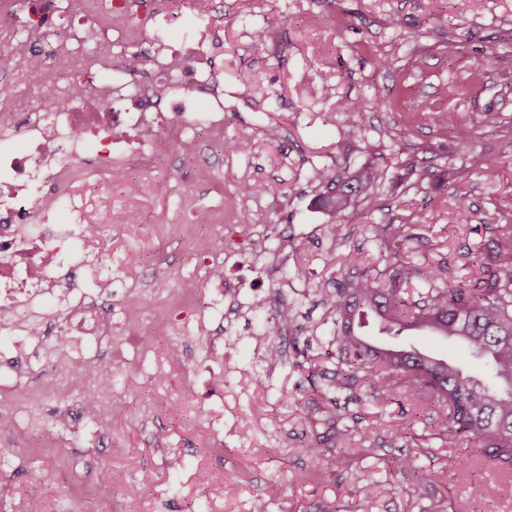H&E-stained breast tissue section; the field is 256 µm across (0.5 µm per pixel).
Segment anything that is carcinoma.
<instances>
[{
	"label": "carcinoma",
	"instance_id": "carcinoma-1",
	"mask_svg": "<svg viewBox=\"0 0 512 512\" xmlns=\"http://www.w3.org/2000/svg\"><path fill=\"white\" fill-rule=\"evenodd\" d=\"M378 171H360L336 185V193L321 197V205L343 218L329 225L339 237L343 225L363 223L377 207ZM379 240L402 236V224H369ZM441 266L419 270L427 291L416 300L404 297L409 273L398 269L389 277L371 281L351 275L336 289L317 288L315 293L333 315L338 362L331 375L321 374L326 389L347 390L358 378L367 381L372 396L394 399L404 393L413 403L411 422L422 420L419 409L434 404V435L453 445L460 438L482 448L496 464L512 466V231L486 250L478 274L455 286L447 285ZM293 307L278 306L270 331L292 322ZM398 336L422 329L436 336L455 339L487 360L489 380H481L455 363L406 349L393 342L374 343L363 336L370 322ZM351 430L336 431L335 445L322 455L319 476L331 475L344 462ZM400 471L412 476L413 493L429 496L428 475L415 468L413 457L398 460Z\"/></svg>",
	"mask_w": 512,
	"mask_h": 512
}]
</instances>
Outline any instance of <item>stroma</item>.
<instances>
[{"label": "stroma", "mask_w": 512, "mask_h": 512, "mask_svg": "<svg viewBox=\"0 0 512 512\" xmlns=\"http://www.w3.org/2000/svg\"><path fill=\"white\" fill-rule=\"evenodd\" d=\"M146 33L162 41L147 39L141 50L179 65L185 44L213 41L224 141L209 151L210 179L189 166L175 175L166 164L141 173L118 164L71 186L57 221L70 223L76 209L86 215L97 275L117 281L136 269L146 289L140 320L152 325V289L175 301L192 276L162 247L156 220L188 197L217 205L248 186L266 190L224 212V244L244 258L225 271L224 290H239L243 308L223 337L200 339L224 370L223 386L163 336L150 361L131 358L133 387L110 422L112 447L92 464L107 493L89 500L86 512H252L259 499L268 512H327L338 501L352 512H419L410 478L392 466L406 455L429 473L430 496L448 512H512V469L491 465L473 443L448 447L427 420L415 424L414 439L391 440L407 423L397 403L373 398L361 381L336 402L322 399L307 357L294 350L268 370L262 353L271 315L249 310L252 286L287 294L314 328L310 355L331 370L334 327L314 290L347 275L345 255L370 278L391 266L441 265L455 283L477 272L474 244L512 225V0H483L477 11L470 0H157ZM351 109L362 113L354 132ZM487 112L498 114V126L484 125ZM273 126L275 141L266 135ZM364 167L386 174L371 222L409 225V237L382 242L348 224L341 239L322 238L334 218L319 204L324 188L315 172L346 177ZM126 210L138 214L137 232L121 224L98 230L110 212ZM251 224L265 225L269 236L260 258ZM335 404L345 416L332 425ZM354 415L371 430L376 454L364 455L363 437L352 435L350 461L316 478L335 429ZM59 456L22 448L10 489L56 512ZM203 472L240 480L204 484Z\"/></svg>", "instance_id": "stroma-1"}]
</instances>
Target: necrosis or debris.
Returning <instances> with one entry per match:
<instances>
[{
	"label": "necrosis or debris",
	"instance_id": "obj_1",
	"mask_svg": "<svg viewBox=\"0 0 512 512\" xmlns=\"http://www.w3.org/2000/svg\"><path fill=\"white\" fill-rule=\"evenodd\" d=\"M0 27L9 68L0 80V476L17 469L16 445L39 436L50 448L105 447V423L121 408L127 376L119 338L143 352L172 317L166 297L155 319H139L141 294L129 290L112 318V283L77 284L89 226L81 212L56 221L62 191L115 163L145 171L169 154L195 162L202 139H224V93L201 45L185 48L190 68L134 56L142 37L143 0H10ZM126 58L114 68L115 58ZM109 82L98 83L102 71ZM211 98L193 109L194 92ZM23 149H15V141ZM191 201L180 219L205 231V256L185 253L193 268L181 297L193 303L197 280H223L234 263L224 227Z\"/></svg>",
	"mask_w": 512,
	"mask_h": 512
}]
</instances>
